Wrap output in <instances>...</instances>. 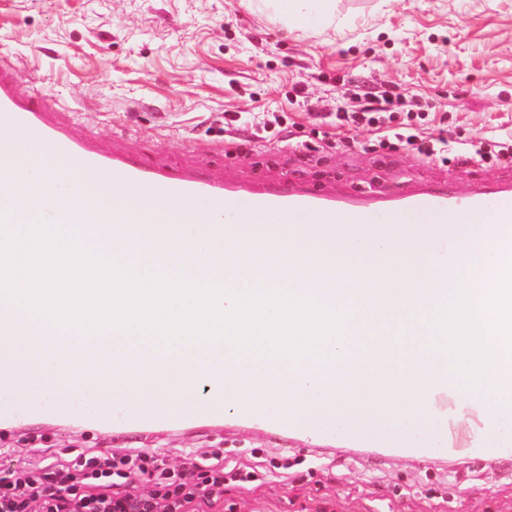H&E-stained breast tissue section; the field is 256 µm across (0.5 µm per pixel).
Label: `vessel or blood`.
Returning a JSON list of instances; mask_svg holds the SVG:
<instances>
[{
    "mask_svg": "<svg viewBox=\"0 0 512 512\" xmlns=\"http://www.w3.org/2000/svg\"><path fill=\"white\" fill-rule=\"evenodd\" d=\"M20 81L15 68L0 64V210L13 218L48 214L50 222L79 237L88 225H111L114 236L129 242L127 260L134 264L148 262L154 255L156 237L150 225H167L169 238L188 251L193 242L184 225L203 223L204 211L219 207L228 224H290L307 216L319 224H348L358 230L410 212L417 213L422 224L448 222L452 230L431 243L426 268L427 274L444 278L453 276L463 260L464 231L485 221L512 225V177L491 179L465 194L445 183L427 184L413 193H336L262 178L224 181L196 169L174 172L158 163L140 166L123 150L76 137L54 111L21 93ZM33 171L43 174L42 182H30ZM64 171L71 176L73 198L57 204L49 190ZM103 180L112 182L113 191L99 193ZM302 247L315 261L316 287H335V250L318 240L303 242ZM15 322L13 307L1 306L0 428L49 413L80 417L109 429L224 417L223 345H212L205 358L204 376L198 382L204 392L202 403L186 406L173 397L159 406L152 400L153 391L170 384L178 388L182 382L167 381L150 371L154 360L150 349L129 346L114 364L97 338L59 342L31 329L19 340L14 336ZM55 348L65 351L69 362L94 364L111 377V387L98 396L99 407L87 405L77 395L54 401L56 382L51 378H44L43 391L24 408L13 404V390L41 376L44 361Z\"/></svg>",
    "mask_w": 512,
    "mask_h": 512,
    "instance_id": "b4317fda",
    "label": "vessel or blood"
}]
</instances>
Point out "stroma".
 <instances>
[{
    "label": "stroma",
    "instance_id": "obj_1",
    "mask_svg": "<svg viewBox=\"0 0 512 512\" xmlns=\"http://www.w3.org/2000/svg\"><path fill=\"white\" fill-rule=\"evenodd\" d=\"M289 21L265 0H0V63L21 74L75 134L135 160L212 177L303 182L324 190L402 191L437 181L467 191L503 168L367 151L373 129L336 149L314 142L336 94L357 82L418 101L394 123L453 140L512 135V0H335L330 21ZM307 85V105L288 93ZM250 113L237 142L224 115ZM11 459L43 449L152 448L159 467L201 481L195 458L224 451L231 477L219 512H512V454L447 450L427 462L377 448L306 439L225 412L179 427L108 432L74 418L0 429ZM249 470L255 482L234 480Z\"/></svg>",
    "mask_w": 512,
    "mask_h": 512
}]
</instances>
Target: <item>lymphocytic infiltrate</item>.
Listing matches in <instances>:
<instances>
[{"mask_svg":"<svg viewBox=\"0 0 512 512\" xmlns=\"http://www.w3.org/2000/svg\"><path fill=\"white\" fill-rule=\"evenodd\" d=\"M375 150L403 148L427 160L466 162L475 158L512 165V138L498 143L495 151L484 142H452L447 130L428 135L409 124L396 126L375 123ZM153 460L151 452L129 448L101 451L88 448L78 452L74 463L57 462L52 475L37 473L34 464L23 462L0 474V512H24L29 502L39 500L47 512H141L143 498L133 483L144 475ZM209 474L204 487L167 474L155 496L169 501L176 512H190L196 501H219L224 491V454L216 450L202 459Z\"/></svg>","mask_w":512,"mask_h":512,"instance_id":"1","label":"lymphocytic infiltrate"}]
</instances>
